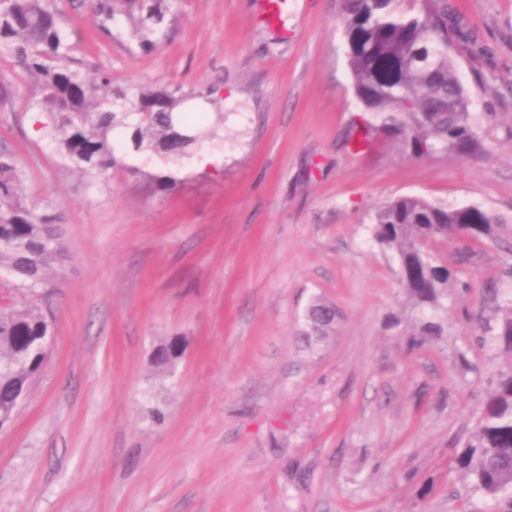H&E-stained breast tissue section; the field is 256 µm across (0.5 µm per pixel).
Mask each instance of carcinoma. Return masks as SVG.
Wrapping results in <instances>:
<instances>
[{"mask_svg": "<svg viewBox=\"0 0 512 512\" xmlns=\"http://www.w3.org/2000/svg\"><path fill=\"white\" fill-rule=\"evenodd\" d=\"M58 0H4L0 8V54L37 78L31 107L44 113L38 125L66 164L103 176L117 164L133 175L161 164L152 175L162 187L175 181L184 161L220 139L205 127L206 109L224 121L218 84L188 89L116 86L112 74L89 79L73 66L71 45L61 25ZM167 0H92L99 29L108 39L129 29L142 52L157 50L168 37ZM340 24L352 89L365 116L356 144L368 148L388 140L400 155L417 159L470 156L486 151L479 117L459 76L458 58L471 40L450 0H345ZM24 179L14 158L0 154V273L11 295L23 301L0 308V418L19 408L17 393L32 387L48 360L41 337L51 322L31 298L47 287L55 265L65 258L57 215L25 204ZM512 220L478 205H454L403 195L381 204L373 216L374 242L393 254L398 283L421 311L437 313L448 288L465 273L476 248L503 237ZM457 245V264L444 262L435 247ZM335 308L309 309L312 331L329 325ZM483 343L512 349V267L483 286L481 308L471 315ZM181 344L160 346L155 361L172 366ZM450 470L472 482L490 502V512H512V363L497 371L475 425L455 449Z\"/></svg>", "mask_w": 512, "mask_h": 512, "instance_id": "obj_1", "label": "carcinoma"}]
</instances>
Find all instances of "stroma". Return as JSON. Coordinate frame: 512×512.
Listing matches in <instances>:
<instances>
[{
    "label": "stroma",
    "instance_id": "1",
    "mask_svg": "<svg viewBox=\"0 0 512 512\" xmlns=\"http://www.w3.org/2000/svg\"><path fill=\"white\" fill-rule=\"evenodd\" d=\"M476 49L460 60L485 153L415 159L349 143L359 112L340 0H175L145 54L66 5L73 58L119 85L217 83L224 140L160 190L120 166H63L29 103L36 82L0 56V152L26 202L64 228L50 278L49 361L0 430V512H479L450 472L496 369L470 319L512 265L485 243L450 289L445 333L424 319L371 238L401 195L512 217V0H453ZM335 306L306 343L313 301ZM178 339L174 366L158 345ZM307 482L297 485L293 470Z\"/></svg>",
    "mask_w": 512,
    "mask_h": 512
}]
</instances>
